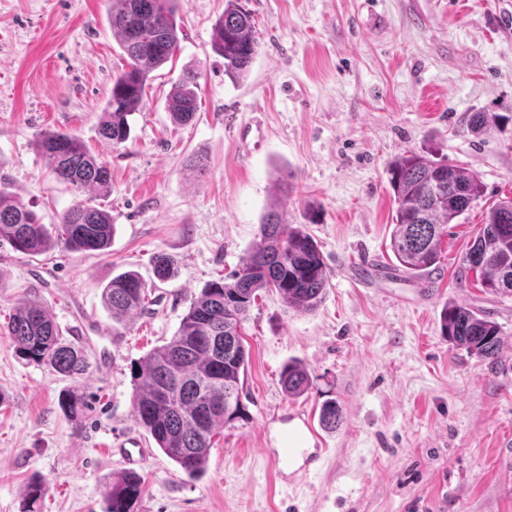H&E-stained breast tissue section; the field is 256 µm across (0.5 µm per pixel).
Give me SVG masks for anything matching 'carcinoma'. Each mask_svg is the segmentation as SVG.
<instances>
[{"label":"carcinoma","instance_id":"carcinoma-1","mask_svg":"<svg viewBox=\"0 0 512 512\" xmlns=\"http://www.w3.org/2000/svg\"><path fill=\"white\" fill-rule=\"evenodd\" d=\"M112 0V33L121 44L126 64L112 75V88L103 107L99 134L115 145L130 135L128 116L144 102L150 73L175 58L179 49L178 0ZM226 0L224 14L213 26L214 51L224 58V76L235 82L245 75L258 54L254 18L240 5ZM199 73L186 69L166 99L173 121L187 123L197 112L195 88ZM36 150L55 177L76 191H104L112 180L110 169L70 132L44 131L36 136ZM388 183L396 205L390 248L395 270L419 276L437 269L439 246L446 226L461 216L483 193L474 171L437 162L422 152L408 150L391 161ZM512 200H498L488 208L486 223L470 250L482 251V263L473 267L461 259V273L474 272L483 291L512 296V223H504ZM111 215L89 203L78 202L60 222L47 226L38 214L15 196L0 190V240L25 255L45 253L57 240L81 252H102L112 241ZM172 260L155 257L153 275L164 281ZM328 282L323 256L300 224H290L278 207L259 224L257 242L242 265L227 277L205 284L190 303L173 336L134 364L133 408L138 424L159 450L190 477L204 472L214 437L224 426L245 415L240 375L248 351L243 323L261 292H276L283 303L299 312L314 311ZM148 283L135 272H123L104 288V303L118 322L145 309ZM20 359L45 365L56 373L84 374V351L64 341L51 312L40 302L22 299L7 325ZM442 335L453 349H465L492 360L499 352L498 324L453 300L441 312ZM284 391L301 396L309 388V374L299 361L281 373ZM61 408L72 417L83 413L85 401L70 390ZM320 422L334 428L341 422L336 403L321 406ZM143 491L142 477L129 471L112 479L106 512H133ZM42 483L29 486L22 512H37L44 498Z\"/></svg>","mask_w":512,"mask_h":512}]
</instances>
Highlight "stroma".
<instances>
[{"mask_svg":"<svg viewBox=\"0 0 512 512\" xmlns=\"http://www.w3.org/2000/svg\"><path fill=\"white\" fill-rule=\"evenodd\" d=\"M259 52L239 82L224 75L212 27L224 0H178L174 62L151 75L131 134H99L112 76L123 64L111 0H0V189L58 223L79 201L112 215L105 253L55 244L30 257L0 242V512H21L43 482L39 512H105L112 441L133 435L147 454L135 512H512V297L483 292L460 262L493 201L512 197V0H242ZM199 72V108L174 122L166 96ZM476 112L497 120L475 133ZM66 130L105 162L107 194L57 182L36 135ZM408 150L467 167L483 195L449 225L439 269L397 278L389 267L395 204L387 167ZM203 156L204 173L187 165ZM304 225L328 272L309 313L262 294L244 324L249 352L243 419L214 439L205 471L188 477L134 417L131 366L173 336L192 299L238 269L271 203ZM164 252L173 276L155 281ZM150 282L147 309L118 323L102 299L117 273ZM52 313L89 366L69 378L15 354L6 324L18 300ZM497 322V359L449 347L446 300ZM310 388L288 396L291 359ZM88 408L72 418L62 395ZM340 426L325 429L322 403ZM314 419L329 450L299 480H277L272 448L288 422Z\"/></svg>","mask_w":512,"mask_h":512,"instance_id":"stroma-1","label":"stroma"}]
</instances>
